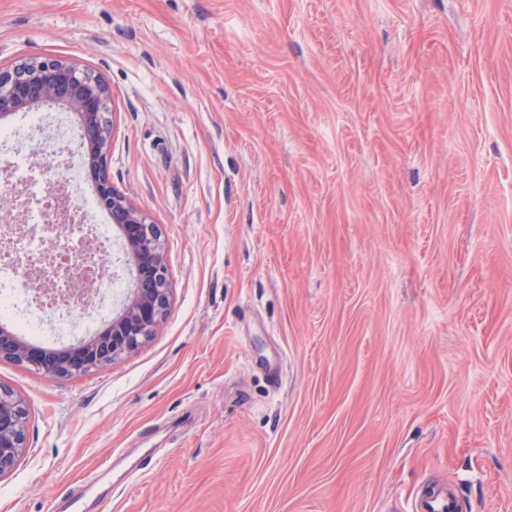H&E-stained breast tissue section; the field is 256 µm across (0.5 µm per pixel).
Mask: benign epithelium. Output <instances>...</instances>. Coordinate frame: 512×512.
Here are the masks:
<instances>
[{
  "label": "benign epithelium",
  "mask_w": 512,
  "mask_h": 512,
  "mask_svg": "<svg viewBox=\"0 0 512 512\" xmlns=\"http://www.w3.org/2000/svg\"><path fill=\"white\" fill-rule=\"evenodd\" d=\"M110 90L96 75L74 62L23 61L0 71V121L41 107L75 116L81 130L83 162L95 184L98 206L110 213L122 236L116 268H134L136 280L103 329L63 350L47 349L14 336L0 325V359L29 365L49 377L82 374L110 364L143 346L167 316L172 288L164 243L157 225L112 187L108 159L112 133L106 120ZM25 408L0 391V478L15 467L24 450Z\"/></svg>",
  "instance_id": "obj_1"
}]
</instances>
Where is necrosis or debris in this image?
I'll list each match as a JSON object with an SVG mask.
<instances>
[{
    "instance_id": "1",
    "label": "necrosis or debris",
    "mask_w": 512,
    "mask_h": 512,
    "mask_svg": "<svg viewBox=\"0 0 512 512\" xmlns=\"http://www.w3.org/2000/svg\"><path fill=\"white\" fill-rule=\"evenodd\" d=\"M78 136L65 122L27 112L0 131V189L17 218H0V315L39 336L34 318L54 317L59 336L83 334L105 310L104 291L122 287L102 250L109 228L96 223L90 198L78 195L82 170L72 158Z\"/></svg>"
}]
</instances>
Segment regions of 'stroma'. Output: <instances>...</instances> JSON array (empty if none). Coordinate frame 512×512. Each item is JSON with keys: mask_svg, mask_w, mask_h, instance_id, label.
Instances as JSON below:
<instances>
[{"mask_svg": "<svg viewBox=\"0 0 512 512\" xmlns=\"http://www.w3.org/2000/svg\"><path fill=\"white\" fill-rule=\"evenodd\" d=\"M43 58L110 88L173 294L110 365L0 359V512H512V0H0ZM25 408L14 395L0 391V478L15 467L24 450ZM458 491L450 489L430 490L414 500V512H462Z\"/></svg>", "mask_w": 512, "mask_h": 512, "instance_id": "obj_1", "label": "stroma"}]
</instances>
